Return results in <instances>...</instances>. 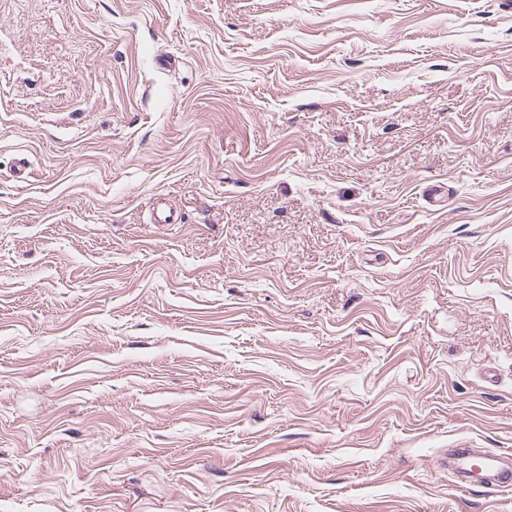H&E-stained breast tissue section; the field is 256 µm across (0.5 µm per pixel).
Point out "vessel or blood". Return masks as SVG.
<instances>
[{"instance_id":"vessel-or-blood-1","label":"vessel or blood","mask_w":512,"mask_h":512,"mask_svg":"<svg viewBox=\"0 0 512 512\" xmlns=\"http://www.w3.org/2000/svg\"><path fill=\"white\" fill-rule=\"evenodd\" d=\"M448 469L465 488L477 484L496 492L512 490L511 454L452 448L448 451Z\"/></svg>"}]
</instances>
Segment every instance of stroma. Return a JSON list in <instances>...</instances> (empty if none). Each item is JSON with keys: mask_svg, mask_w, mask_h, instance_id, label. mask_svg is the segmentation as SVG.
<instances>
[{"mask_svg": "<svg viewBox=\"0 0 512 512\" xmlns=\"http://www.w3.org/2000/svg\"><path fill=\"white\" fill-rule=\"evenodd\" d=\"M460 444L512 454V0H0V512H512Z\"/></svg>", "mask_w": 512, "mask_h": 512, "instance_id": "stroma-1", "label": "stroma"}]
</instances>
